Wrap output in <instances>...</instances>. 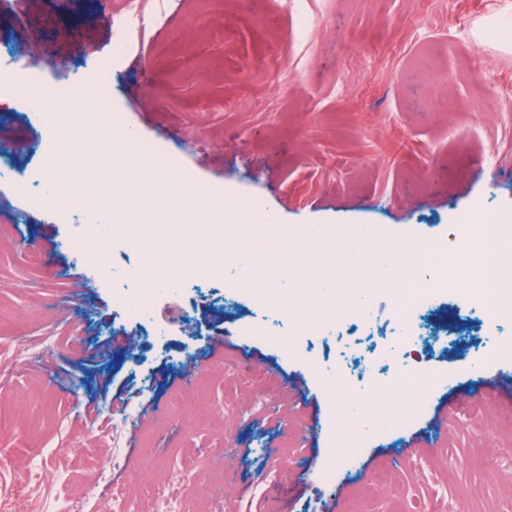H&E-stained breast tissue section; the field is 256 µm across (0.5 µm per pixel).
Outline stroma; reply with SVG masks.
Here are the masks:
<instances>
[{"label": "stroma", "mask_w": 512, "mask_h": 512, "mask_svg": "<svg viewBox=\"0 0 512 512\" xmlns=\"http://www.w3.org/2000/svg\"><path fill=\"white\" fill-rule=\"evenodd\" d=\"M0 0V46L28 54L30 28L51 34L70 65H112L113 111L145 140L178 150L195 184L234 190L228 204L274 209L278 225L382 224L388 241L427 243L462 223L474 202L490 217L512 208V0H147L118 47L109 24L127 0H54L16 14ZM482 58L487 71L473 69ZM43 130L21 106L0 109L10 167L40 175ZM0 182V512H90L85 488L137 487L146 503L175 492L185 512H358L380 472L376 512H512V320L457 311L454 297L418 307L421 360L431 378L426 415L398 434L372 429L354 468L326 484L318 472L336 438L322 381L353 353L378 358L393 327L388 301L358 293L367 311L359 347L336 332L296 337L292 351L247 328L274 325L248 297L224 302L234 277L181 285L178 306L131 322L113 295L142 264L112 244L119 277L67 240L90 235L80 213H25ZM39 264H32V256ZM170 324L154 335L155 321ZM55 343L41 346L42 336ZM127 336L112 347L108 338ZM175 379L161 391L147 374ZM122 400L124 465L100 482L99 445ZM64 481L15 477L33 456Z\"/></svg>", "instance_id": "obj_1"}]
</instances>
